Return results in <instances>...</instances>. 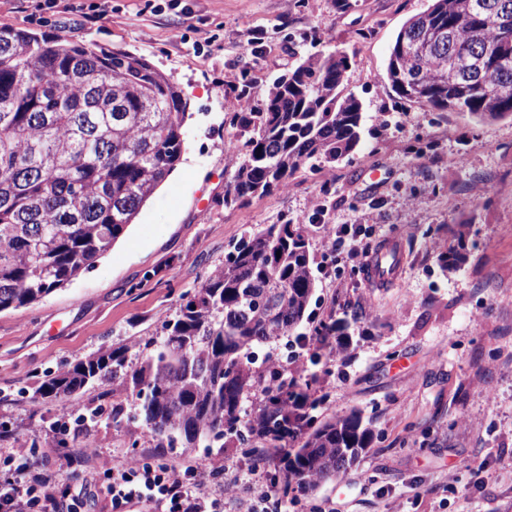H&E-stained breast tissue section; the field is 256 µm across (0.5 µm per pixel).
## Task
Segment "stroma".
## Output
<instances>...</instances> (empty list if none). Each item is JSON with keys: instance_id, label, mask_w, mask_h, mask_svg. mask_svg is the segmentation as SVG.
I'll list each match as a JSON object with an SVG mask.
<instances>
[{"instance_id": "stroma-1", "label": "stroma", "mask_w": 512, "mask_h": 512, "mask_svg": "<svg viewBox=\"0 0 512 512\" xmlns=\"http://www.w3.org/2000/svg\"><path fill=\"white\" fill-rule=\"evenodd\" d=\"M0 0V27L62 35L147 55L186 103L185 151L97 266L38 303L0 313V424L34 441L35 464L57 462L69 435L61 410L103 411L86 512H111L106 481L121 453L172 459L157 447L135 396L112 385L44 404L35 388L103 347L134 369L230 244L269 224H306L319 286L315 320H345L346 348L308 365L299 383L317 419L361 412L373 440L351 472L320 484L296 512H512V119L479 123L398 98L390 48L430 0ZM342 52L346 89L363 104L359 146L339 162L302 165L276 190L228 206L224 184L242 154L228 96L262 108L272 81L310 54ZM334 181H326V172ZM350 224L372 246L403 254L380 286L361 258L333 251L320 230ZM466 239L458 241L457 227ZM463 245L442 270L437 252Z\"/></svg>"}]
</instances>
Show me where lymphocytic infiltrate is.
I'll return each instance as SVG.
<instances>
[{
  "mask_svg": "<svg viewBox=\"0 0 512 512\" xmlns=\"http://www.w3.org/2000/svg\"><path fill=\"white\" fill-rule=\"evenodd\" d=\"M95 422L81 405L72 406L68 419L56 421V431L73 433L76 442L52 469L36 465L32 449L9 428H1L9 476L0 481V512H80L78 497L56 488L93 468L98 448L88 437ZM287 458L285 449L274 448L261 467L244 470L229 459L153 463L143 456L121 455L112 466L107 493L112 512H224L228 495L238 512H283L288 502L278 497L264 472L283 469Z\"/></svg>",
  "mask_w": 512,
  "mask_h": 512,
  "instance_id": "obj_1",
  "label": "lymphocytic infiltrate"
}]
</instances>
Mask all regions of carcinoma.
<instances>
[{"label": "carcinoma", "mask_w": 512, "mask_h": 512, "mask_svg": "<svg viewBox=\"0 0 512 512\" xmlns=\"http://www.w3.org/2000/svg\"><path fill=\"white\" fill-rule=\"evenodd\" d=\"M512 0H431L390 49L386 77L399 98L479 122L512 118V27L498 21ZM446 31L443 38L433 34ZM347 57L310 55L278 78L263 108L236 112L249 135L224 205L287 185L303 164L348 156L361 140L362 102L345 93ZM186 103L144 54L0 28V313L27 307L92 269L180 162ZM463 246L442 251L443 269L464 262ZM318 287L304 226L269 224L233 244L164 320L163 341L131 373L125 349L106 347L45 379L44 403L104 380L140 400L157 447L187 452L245 427L251 453L289 439L297 380L259 371L253 349L314 322ZM251 414L243 401L257 386ZM288 454L282 483L310 489L345 475L372 430L358 411L322 422L311 415Z\"/></svg>", "instance_id": "obj_1"}]
</instances>
